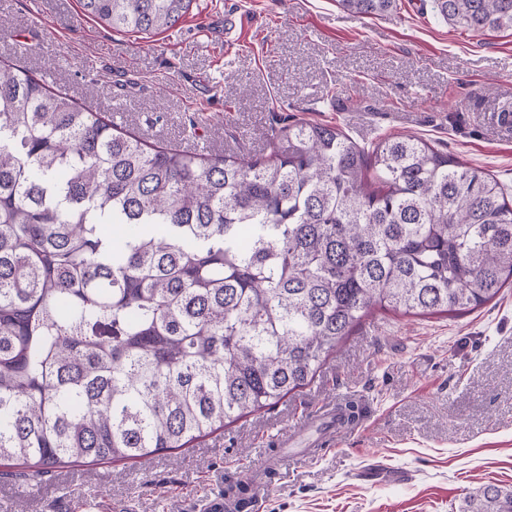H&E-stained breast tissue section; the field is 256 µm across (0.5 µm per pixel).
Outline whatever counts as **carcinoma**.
Returning a JSON list of instances; mask_svg holds the SVG:
<instances>
[{"label": "carcinoma", "instance_id": "obj_1", "mask_svg": "<svg viewBox=\"0 0 512 512\" xmlns=\"http://www.w3.org/2000/svg\"><path fill=\"white\" fill-rule=\"evenodd\" d=\"M192 2L80 6L151 35ZM431 4L453 26L512 30V0ZM269 148L153 145L0 72V462L31 483L186 448L309 386L376 310L461 315L512 283V196L483 170L416 136L361 147L317 122ZM248 493L224 490L241 509ZM460 512H512V490L484 486Z\"/></svg>", "mask_w": 512, "mask_h": 512}]
</instances>
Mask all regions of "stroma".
<instances>
[{
	"label": "stroma",
	"instance_id": "1",
	"mask_svg": "<svg viewBox=\"0 0 512 512\" xmlns=\"http://www.w3.org/2000/svg\"><path fill=\"white\" fill-rule=\"evenodd\" d=\"M0 57L151 143L257 158L307 120L363 144L421 137L512 190V31H468L430 0L384 16L337 0H194L175 27L123 33L78 0H0ZM352 400L364 424L317 420ZM299 449L281 467L272 448ZM246 512H459L512 488V288L457 317L376 312L307 388L147 462L73 466L26 485L0 465V512H205L228 482Z\"/></svg>",
	"mask_w": 512,
	"mask_h": 512
}]
</instances>
